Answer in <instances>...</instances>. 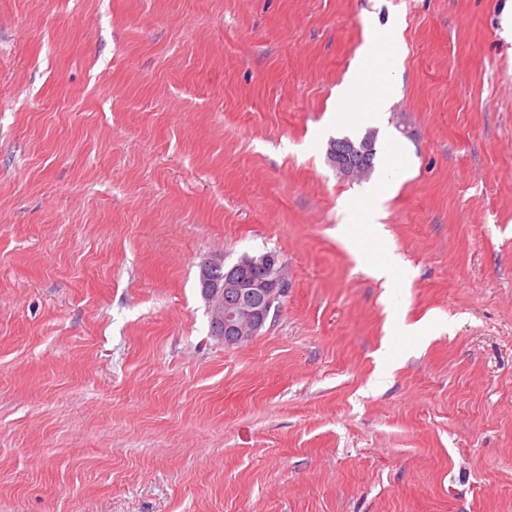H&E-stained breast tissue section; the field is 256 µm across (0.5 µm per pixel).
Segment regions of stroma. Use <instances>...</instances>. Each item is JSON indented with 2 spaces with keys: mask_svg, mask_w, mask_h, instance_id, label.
I'll return each instance as SVG.
<instances>
[{
  "mask_svg": "<svg viewBox=\"0 0 512 512\" xmlns=\"http://www.w3.org/2000/svg\"><path fill=\"white\" fill-rule=\"evenodd\" d=\"M509 10L0 0V512H512ZM382 32L399 92L337 124ZM269 250L288 292L225 346L199 265ZM378 36H373L367 39L366 44L358 52L347 78L341 85L336 88V121L347 115L349 112H342L346 108L357 107L359 112H353L351 116L352 121L356 122H368L372 121L374 114L380 112H360L363 105L364 93L363 85L367 81L381 80L383 85L380 89L379 105L380 100L388 99L393 92L394 84L391 80L385 77V73L380 76L376 72L381 66H369V61L373 57L374 53L378 52L379 46L377 45Z\"/></svg>",
  "mask_w": 512,
  "mask_h": 512,
  "instance_id": "obj_1",
  "label": "stroma"
}]
</instances>
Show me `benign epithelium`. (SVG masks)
Instances as JSON below:
<instances>
[{"mask_svg": "<svg viewBox=\"0 0 512 512\" xmlns=\"http://www.w3.org/2000/svg\"><path fill=\"white\" fill-rule=\"evenodd\" d=\"M279 259L274 253L260 261L240 262L217 276L224 257L216 255L200 265L201 294L210 314L212 334L227 346L251 340L268 318L266 298L286 290L283 274L277 273Z\"/></svg>", "mask_w": 512, "mask_h": 512, "instance_id": "7a95c632", "label": "benign epithelium"}]
</instances>
